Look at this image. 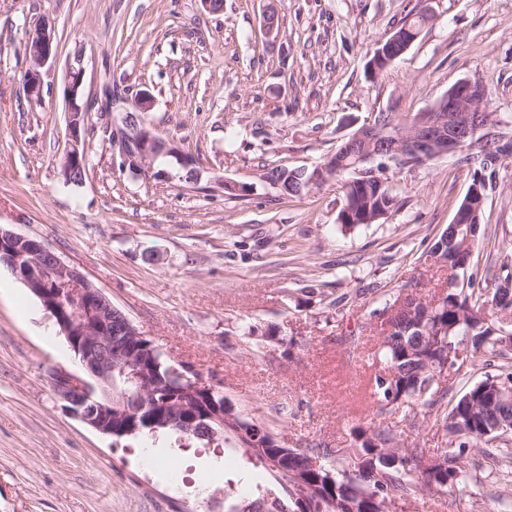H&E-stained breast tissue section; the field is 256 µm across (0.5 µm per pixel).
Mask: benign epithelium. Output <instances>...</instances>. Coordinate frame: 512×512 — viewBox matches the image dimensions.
I'll list each match as a JSON object with an SVG mask.
<instances>
[{
	"label": "benign epithelium",
	"mask_w": 512,
	"mask_h": 512,
	"mask_svg": "<svg viewBox=\"0 0 512 512\" xmlns=\"http://www.w3.org/2000/svg\"><path fill=\"white\" fill-rule=\"evenodd\" d=\"M410 48L400 35L377 55L391 64ZM26 52L30 67L24 78L28 98L40 101L43 96L41 69L56 58L55 28L44 19L29 33ZM83 79L81 58L69 64L64 96L69 105L71 147L63 162V175L71 181L83 170L80 150L81 118L87 107L77 103ZM149 96L140 94L135 109H121L120 121L113 123L112 142L118 144L121 168L134 175L148 176L161 156L177 154L173 141L146 125L142 113L148 111ZM490 102L486 86L478 79L462 80L442 95L434 110L422 112L407 126L381 130L371 124L352 136L351 145L380 140L390 151L370 156H356L351 172L358 178L374 175L365 164L377 158L398 161L409 157L431 160L444 155H460L476 145L477 138L493 132ZM336 174V162L329 160L312 169L308 188L320 186ZM11 271L41 300L55 319L60 332L80 357L87 376L67 371L53 374L56 396L65 409L95 431L112 436L122 426L135 430L142 421L154 419V389L157 378L149 365L151 346L136 325L107 299L76 267L65 262L36 238L0 228V264ZM189 385L181 414L160 422L177 424L184 431H205L213 440L221 435L212 424L224 426L233 415L212 405L215 392L212 381L198 370L186 369ZM127 389L114 393L118 381Z\"/></svg>",
	"instance_id": "benign-epithelium-1"
}]
</instances>
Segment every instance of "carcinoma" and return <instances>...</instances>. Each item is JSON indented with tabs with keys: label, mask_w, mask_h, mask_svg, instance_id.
<instances>
[{
	"label": "carcinoma",
	"mask_w": 512,
	"mask_h": 512,
	"mask_svg": "<svg viewBox=\"0 0 512 512\" xmlns=\"http://www.w3.org/2000/svg\"><path fill=\"white\" fill-rule=\"evenodd\" d=\"M425 26L421 14L398 31L418 39ZM499 152L496 143L478 145L462 159L482 166ZM343 204L337 223L345 230L366 223V218L388 215L399 205L398 197L379 178L342 185ZM484 208L469 209V224L448 226V238H439L432 255L448 268L449 289L437 302L422 301L403 289L388 293L370 316L381 320L379 348L369 358L378 366L371 380L370 409L374 427L351 429L354 467L329 459L330 451L310 448L283 449L277 445L249 454L269 473L270 480L256 485L255 498L233 512H397L399 502L423 492L437 495L463 491L481 481L467 463L476 456L490 460L491 471L512 468V260L504 257L492 283L476 286L477 275H468L464 287L456 277L471 267V257L482 230ZM159 370L155 402L159 411L181 393L182 379L157 348L152 349ZM479 357L491 367L485 376L460 396L450 394L444 368L467 373ZM404 410L402 421L412 433L435 417L445 447L427 448L420 439L407 442L386 420ZM288 418L280 409L271 423H255L238 415L234 422L245 433L262 429V440H277L274 426ZM183 435L172 427L143 429L134 437Z\"/></svg>",
	"instance_id": "carcinoma-1"
}]
</instances>
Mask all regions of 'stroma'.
I'll use <instances>...</instances> for the list:
<instances>
[{"label": "stroma", "instance_id": "stroma-1", "mask_svg": "<svg viewBox=\"0 0 512 512\" xmlns=\"http://www.w3.org/2000/svg\"><path fill=\"white\" fill-rule=\"evenodd\" d=\"M276 27L267 30L266 4ZM431 9L411 48L383 73L378 42ZM55 25L43 101L23 83L29 30ZM81 58L87 175L65 182L68 65ZM464 79L482 81L512 133V0H0V226L42 240L77 267L173 362L192 363L234 409L278 425L286 448L315 443L334 457L352 444L373 367L363 353L386 290L445 289L431 250L473 179L454 156L384 163L400 208L342 230L333 180L284 197L262 179L276 166L313 168L381 112L406 118ZM135 100L202 172L180 157L156 175L121 170L95 98L103 82ZM488 196L473 270L495 274L512 252V154L485 171ZM234 184L226 192L223 181ZM303 340L300 348L289 338ZM85 370L40 301L0 267V512H227L265 482L226 433L222 447L168 444L175 470L142 464L145 438L102 435L72 417L52 374ZM495 478L448 501L426 495L402 512H495Z\"/></svg>", "mask_w": 512, "mask_h": 512}]
</instances>
